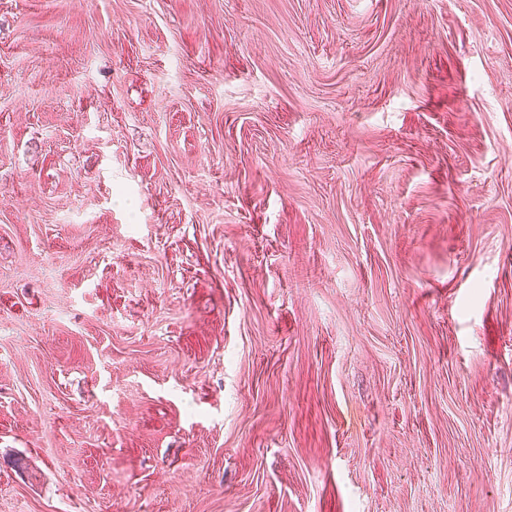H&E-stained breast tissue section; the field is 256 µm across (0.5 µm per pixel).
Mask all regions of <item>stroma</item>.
Returning a JSON list of instances; mask_svg holds the SVG:
<instances>
[{"label":"stroma","instance_id":"1","mask_svg":"<svg viewBox=\"0 0 512 512\" xmlns=\"http://www.w3.org/2000/svg\"><path fill=\"white\" fill-rule=\"evenodd\" d=\"M0 512H512V0H0Z\"/></svg>","mask_w":512,"mask_h":512}]
</instances>
